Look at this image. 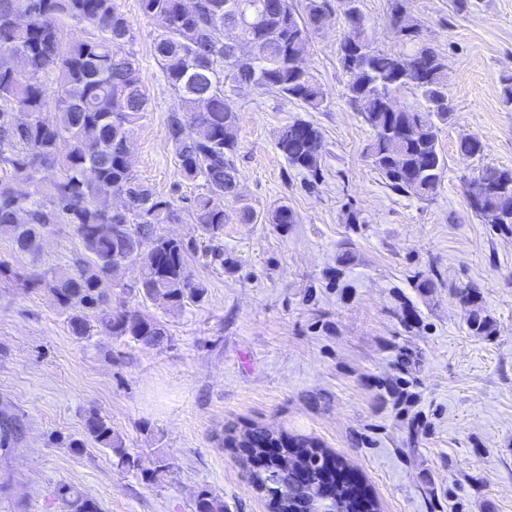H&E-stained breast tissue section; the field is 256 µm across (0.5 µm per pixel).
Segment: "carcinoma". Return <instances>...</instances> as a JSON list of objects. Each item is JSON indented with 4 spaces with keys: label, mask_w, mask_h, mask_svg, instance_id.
<instances>
[{
    "label": "carcinoma",
    "mask_w": 512,
    "mask_h": 512,
    "mask_svg": "<svg viewBox=\"0 0 512 512\" xmlns=\"http://www.w3.org/2000/svg\"><path fill=\"white\" fill-rule=\"evenodd\" d=\"M140 0L143 15L156 27L153 50L167 85L179 103L166 118L168 140L179 175L203 181L190 213L211 242L224 236L232 222L283 226L297 217L286 205L259 216L248 205L232 212L221 199L236 198L232 181L239 177L238 113L230 101L226 75L238 87L296 99L315 108L322 99L312 73L295 63L310 49L311 34L344 0H305L298 14L292 0ZM406 0H391V23L401 48L378 49L362 12H344L346 31L338 48L346 75V95L373 131L372 165L387 184L404 194L425 199L436 193L447 166L438 144L439 125L448 122V108L439 104L448 87L445 58L420 38ZM79 35L66 34L69 24ZM132 40V23L117 0H0V238L28 256L27 272L14 274L26 287L44 288L69 312L71 332L87 338H126L145 347L161 346L166 327L155 317L117 307L97 315L109 300L112 264L138 258L145 274L136 290L150 301L180 308L184 300H201L203 284L192 279L185 244L157 232L156 225L179 219L174 201L156 196L133 173L128 127L148 109L149 95L134 54L121 51ZM419 101L400 111L391 108L406 88ZM323 141L314 124L297 119L282 127L276 148L289 166L315 176L321 153L310 146ZM56 172L52 178L49 171ZM494 211L486 224L512 227V169L487 166L481 171ZM26 185L22 190L19 185ZM128 200L114 209L109 200ZM54 224H70L81 249L71 264L45 267L37 240ZM478 335L492 330L481 310L469 314ZM20 420L0 410V443L19 435ZM85 435L108 449L122 472L138 469L111 421L91 410L84 416ZM225 445L241 448L249 482L269 497L273 512L311 508L297 499L275 500L272 474L290 460L308 473V484L320 485L342 464L306 438L253 427L225 437ZM63 512H98L94 500L61 483L55 491ZM194 512H224V500L199 490Z\"/></svg>",
    "instance_id": "obj_1"
}]
</instances>
